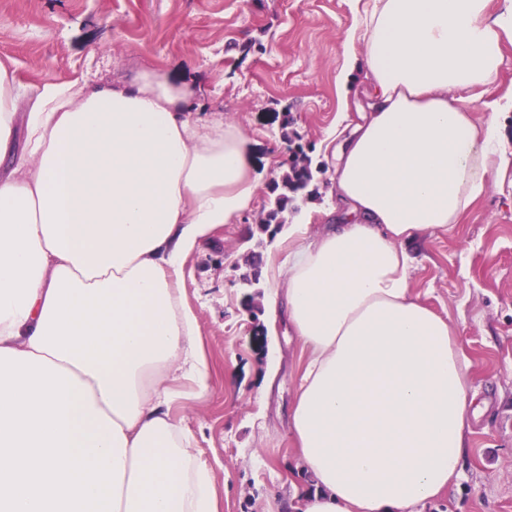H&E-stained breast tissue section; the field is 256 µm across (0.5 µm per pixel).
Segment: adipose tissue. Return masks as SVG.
<instances>
[{
  "instance_id": "adipose-tissue-1",
  "label": "adipose tissue",
  "mask_w": 512,
  "mask_h": 512,
  "mask_svg": "<svg viewBox=\"0 0 512 512\" xmlns=\"http://www.w3.org/2000/svg\"><path fill=\"white\" fill-rule=\"evenodd\" d=\"M369 0L323 143L333 205L269 267L308 356L289 414L294 512H417L458 479L471 362L413 295L406 244L449 232L512 164L494 84L512 0ZM364 69L367 82L352 74ZM162 71L45 83L0 61V512H217L171 415L213 390L186 255L251 209L253 142Z\"/></svg>"
}]
</instances>
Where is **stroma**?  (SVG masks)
<instances>
[{
    "instance_id": "stroma-1",
    "label": "stroma",
    "mask_w": 512,
    "mask_h": 512,
    "mask_svg": "<svg viewBox=\"0 0 512 512\" xmlns=\"http://www.w3.org/2000/svg\"><path fill=\"white\" fill-rule=\"evenodd\" d=\"M357 18L352 0H0V60L25 86L158 68L197 82L196 111H223L254 141L252 209L187 255L181 278L214 391L198 401L181 383L172 414L213 472L218 512H289L311 483L288 429L306 358L286 324L268 329L273 283L238 279L289 142L320 157L336 126ZM406 249L414 295L471 361L475 409L461 478L423 512H512V181Z\"/></svg>"
}]
</instances>
